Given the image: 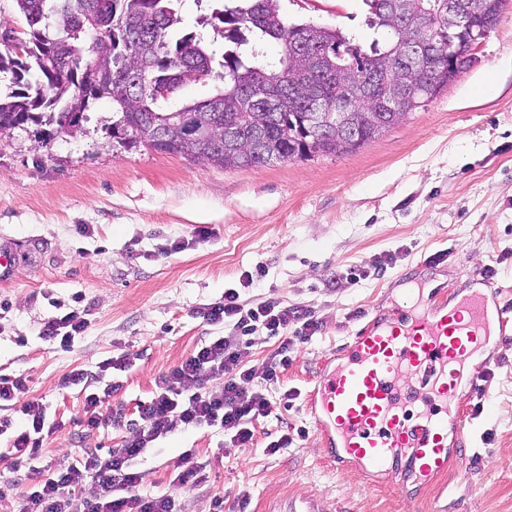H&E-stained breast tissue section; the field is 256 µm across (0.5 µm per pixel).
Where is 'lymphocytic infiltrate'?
Returning <instances> with one entry per match:
<instances>
[{
    "instance_id": "obj_1",
    "label": "lymphocytic infiltrate",
    "mask_w": 512,
    "mask_h": 512,
    "mask_svg": "<svg viewBox=\"0 0 512 512\" xmlns=\"http://www.w3.org/2000/svg\"><path fill=\"white\" fill-rule=\"evenodd\" d=\"M253 283L252 273H242L239 287L225 289L219 301L197 309V318L206 326L223 328V335L205 337L188 358L159 378L152 397L137 404L133 433L122 447L104 454L90 448L79 459L40 471L13 512H71L78 497L83 512H177L173 494L139 492L144 474L135 461L152 442L181 424L217 428L232 448L254 447L256 423L276 408L267 387L279 384L296 343L312 339L321 324L301 307L246 302L241 291ZM88 327L82 311L74 309L48 317L40 334L65 350ZM260 329L276 339L277 347L257 370L250 365L251 336ZM216 380L220 388L211 389ZM0 407L15 410L27 422L20 428L14 417L0 418V436L11 442L10 467L17 471L36 459L44 445L45 407L30 398L27 379L20 374L0 375ZM88 486L94 493L87 498L83 490Z\"/></svg>"
}]
</instances>
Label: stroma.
Returning <instances> with one entry per match:
<instances>
[{
	"instance_id": "stroma-1",
	"label": "stroma",
	"mask_w": 512,
	"mask_h": 512,
	"mask_svg": "<svg viewBox=\"0 0 512 512\" xmlns=\"http://www.w3.org/2000/svg\"><path fill=\"white\" fill-rule=\"evenodd\" d=\"M290 19L338 26L372 40L362 0H285ZM112 101H94L80 133L35 141L16 129L0 137V248L13 253L12 281L0 285V374H22L46 406L38 466L121 447L126 429L86 432L87 391L119 383L112 406L134 415L155 383L206 334L195 311L240 288L243 298L310 309L321 324L297 344L269 396L289 388L258 433L288 427L292 444L225 451L222 432L176 425L146 449L141 494L170 491L185 455L206 463L207 480L175 492L180 512H265L273 501L318 495L321 512H512V335L480 355L493 369L485 393L462 383L455 402L472 415L465 444L448 439V468L428 482L342 468L328 460L303 397L321 364L372 321L393 318L407 289L432 306L492 279L512 311V5L476 60L408 119L356 152L221 169L137 147L108 134ZM208 227L207 237L196 236ZM386 272L361 277L376 258ZM85 310L86 333L69 350L41 339L50 316ZM127 354L91 387L60 388L75 368L97 370Z\"/></svg>"
}]
</instances>
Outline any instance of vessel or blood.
<instances>
[{"mask_svg": "<svg viewBox=\"0 0 512 512\" xmlns=\"http://www.w3.org/2000/svg\"><path fill=\"white\" fill-rule=\"evenodd\" d=\"M493 288L452 307L414 302L408 318L371 324L353 336L337 367L321 369L309 410L327 458L397 473L398 462L430 479L448 466V432L466 438V418L448 413L462 380L478 386Z\"/></svg>", "mask_w": 512, "mask_h": 512, "instance_id": "b4317fda", "label": "vessel or blood"}]
</instances>
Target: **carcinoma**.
I'll use <instances>...</instances> for the list:
<instances>
[{
	"label": "carcinoma",
	"mask_w": 512,
	"mask_h": 512,
	"mask_svg": "<svg viewBox=\"0 0 512 512\" xmlns=\"http://www.w3.org/2000/svg\"><path fill=\"white\" fill-rule=\"evenodd\" d=\"M512 0H477L478 20L494 29ZM23 20L17 34L24 57L0 47V78L8 91L0 93V135L34 122L46 121L60 132H71L73 103L112 99V126L127 129L130 143L157 152L222 169L266 166L282 157L347 154L343 131L332 124L322 138L306 146L303 134L310 91L327 110L336 100L350 102L351 124L361 144L402 123L421 104L448 86V58L435 68L412 73L401 66V53L420 32L413 18L421 8L434 12L431 24L448 31V0H398L390 13L388 0H362L369 26L386 33L385 45L361 39L337 27L290 20L282 0H227L212 17L223 24L224 44L206 42L196 31L173 40L170 31L181 24L182 0H11ZM138 32L137 49L129 54L123 34ZM281 47L277 60L249 65L264 41ZM103 48V65L112 73L85 80L83 73ZM216 76L223 86L198 102L171 107L177 91ZM401 85L411 94L394 110L381 112L380 100ZM187 119L202 129L201 139L184 141L161 128Z\"/></svg>",
	"instance_id": "obj_1"
}]
</instances>
